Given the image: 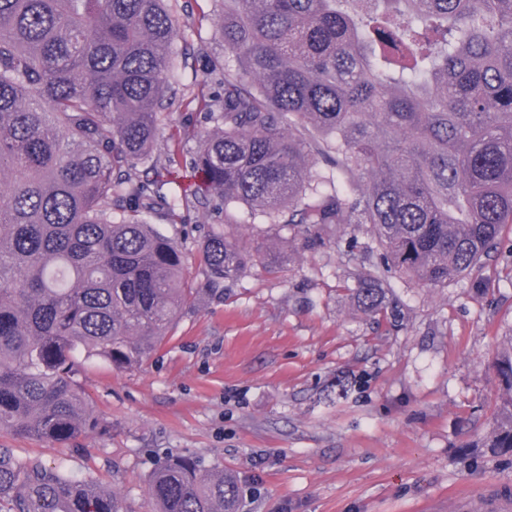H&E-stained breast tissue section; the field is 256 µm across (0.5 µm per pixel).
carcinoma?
I'll use <instances>...</instances> for the list:
<instances>
[{"mask_svg":"<svg viewBox=\"0 0 512 512\" xmlns=\"http://www.w3.org/2000/svg\"><path fill=\"white\" fill-rule=\"evenodd\" d=\"M214 128L183 183L152 168L176 93L166 0H0V432L66 445L99 427L78 359L141 364L197 292L182 246L144 218L177 196L242 203L306 242L368 224L379 261L350 289L397 321L389 280L446 287L512 228V0H223ZM329 167L313 168L312 157ZM123 207L112 218V203ZM217 286L270 266L211 231ZM505 397L485 447L512 457ZM154 512H239L237 476L190 457L148 474ZM0 512H125L102 484L0 449Z\"/></svg>","mask_w":512,"mask_h":512,"instance_id":"1","label":"carcinoma"}]
</instances>
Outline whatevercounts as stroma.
Segmentation results:
<instances>
[{
  "instance_id": "1",
  "label": "stroma",
  "mask_w": 512,
  "mask_h": 512,
  "mask_svg": "<svg viewBox=\"0 0 512 512\" xmlns=\"http://www.w3.org/2000/svg\"><path fill=\"white\" fill-rule=\"evenodd\" d=\"M177 24L166 110L153 151L189 162L211 130L201 98L224 89L222 0H166ZM183 221L149 215L189 257L199 293L139 367L80 361L77 379L104 425L69 447L0 433V448L112 487L127 512H151L146 479L169 455L235 472L241 512H485L512 495V458L482 448L503 392L491 367L512 336V274L495 260L473 278L425 288L397 277L399 325L361 311L349 290L376 249L370 225L305 245L219 195L180 202ZM263 247L252 266L205 290L198 253L208 231ZM349 383L339 394L337 380Z\"/></svg>"
}]
</instances>
